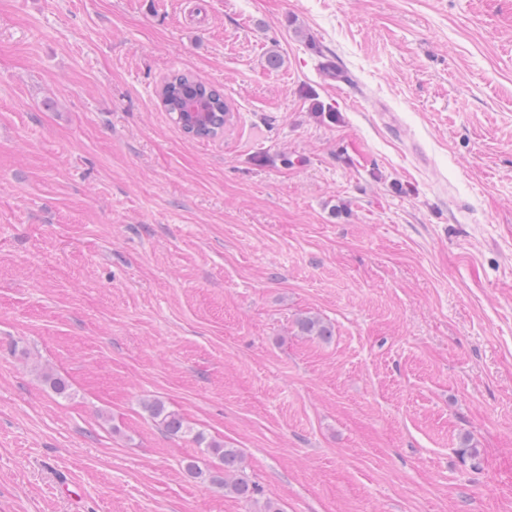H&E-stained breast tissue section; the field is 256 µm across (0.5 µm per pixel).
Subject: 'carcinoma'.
<instances>
[{
  "label": "carcinoma",
  "mask_w": 512,
  "mask_h": 512,
  "mask_svg": "<svg viewBox=\"0 0 512 512\" xmlns=\"http://www.w3.org/2000/svg\"><path fill=\"white\" fill-rule=\"evenodd\" d=\"M161 102L165 110L171 114L185 111L184 101L199 99L206 103L209 118L202 126H196L188 122L177 121L182 129L198 138H208L217 135L224 129V122L228 120L230 109L224 102V93L215 87L199 80L187 73L171 75L162 85L160 90ZM300 333L305 336H316L327 339L332 336L331 327L317 317H304L298 320ZM145 409L150 415L159 420L166 432L173 436L190 431V427L184 419L173 412L166 410L160 401H150L145 404ZM195 439L198 444L205 445L206 453L216 457L222 465V471L209 474L202 469L199 461L194 458L185 460L184 471L192 478H210V481L224 487V492L232 494L240 499H251L258 492L257 485L249 482L244 476L243 458L236 448H228L220 443L205 442L202 433H197Z\"/></svg>",
  "instance_id": "cac0c4a2"
}]
</instances>
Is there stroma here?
Segmentation results:
<instances>
[{
  "instance_id": "obj_1",
  "label": "stroma",
  "mask_w": 512,
  "mask_h": 512,
  "mask_svg": "<svg viewBox=\"0 0 512 512\" xmlns=\"http://www.w3.org/2000/svg\"><path fill=\"white\" fill-rule=\"evenodd\" d=\"M269 503L512 512V0H0V512ZM160 98L166 112L176 114L177 124L186 133L197 138L216 136L221 130H224V122L226 123L230 115V109L224 102V93L187 73L171 75L161 87ZM188 99H199L206 103V112H209L210 115L203 126L182 122V118L177 120L178 113L186 112L183 104ZM191 110L195 112L186 113V118L194 122L206 119V112H199V108L196 107H191ZM145 409L150 415L158 419L166 432L170 435L178 436L179 434L190 431V427L186 424L184 419L173 412H168L164 404L160 401H150L145 404ZM207 454L216 457L222 465V471L212 474L210 481L224 487V492L240 499H252L258 492L257 485L250 483L244 476L243 458L237 448H228L214 441L206 443ZM222 474V475H221Z\"/></svg>"
}]
</instances>
